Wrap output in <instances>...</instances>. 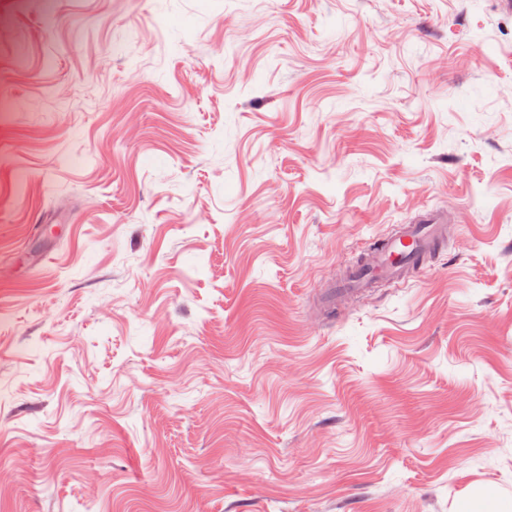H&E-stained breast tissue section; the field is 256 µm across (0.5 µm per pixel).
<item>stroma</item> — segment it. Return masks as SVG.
Masks as SVG:
<instances>
[{"instance_id":"stroma-1","label":"stroma","mask_w":512,"mask_h":512,"mask_svg":"<svg viewBox=\"0 0 512 512\" xmlns=\"http://www.w3.org/2000/svg\"><path fill=\"white\" fill-rule=\"evenodd\" d=\"M425 209L430 272L312 320ZM471 507L512 512V15L0 0V512Z\"/></svg>"}]
</instances>
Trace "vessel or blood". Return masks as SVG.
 Returning a JSON list of instances; mask_svg holds the SVG:
<instances>
[{"label": "vessel or blood", "mask_w": 512, "mask_h": 512, "mask_svg": "<svg viewBox=\"0 0 512 512\" xmlns=\"http://www.w3.org/2000/svg\"><path fill=\"white\" fill-rule=\"evenodd\" d=\"M448 224L446 212L431 210L421 213L413 223L395 225L360 260L337 275L324 302L325 310L337 309L349 299H368L374 288L396 284L421 271L427 257L446 241Z\"/></svg>", "instance_id": "vessel-or-blood-1"}]
</instances>
